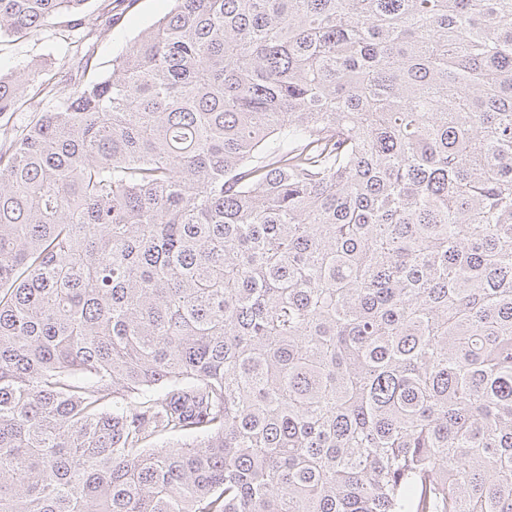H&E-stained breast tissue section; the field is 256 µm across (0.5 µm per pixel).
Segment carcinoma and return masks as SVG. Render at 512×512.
<instances>
[{"mask_svg":"<svg viewBox=\"0 0 512 512\" xmlns=\"http://www.w3.org/2000/svg\"><path fill=\"white\" fill-rule=\"evenodd\" d=\"M88 62L0 73V512H512V0H175Z\"/></svg>","mask_w":512,"mask_h":512,"instance_id":"1","label":"carcinoma"}]
</instances>
